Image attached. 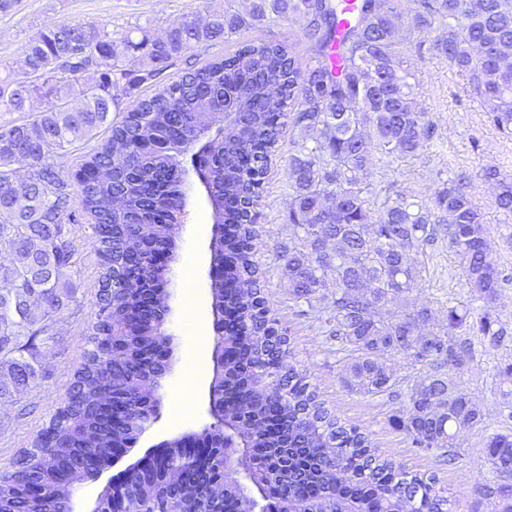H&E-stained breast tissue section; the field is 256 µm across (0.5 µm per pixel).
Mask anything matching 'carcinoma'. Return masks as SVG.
<instances>
[{
    "label": "carcinoma",
    "instance_id": "carcinoma-1",
    "mask_svg": "<svg viewBox=\"0 0 512 512\" xmlns=\"http://www.w3.org/2000/svg\"><path fill=\"white\" fill-rule=\"evenodd\" d=\"M402 0H358L356 16L338 44L339 68L326 61L341 19L340 0H254L248 14H212L204 22L182 20L166 38L121 41L94 25L62 24L29 42L26 65L34 73L52 63L78 77H48L42 85L0 79V112H24L35 98L46 102L27 123L0 131V244L10 265L0 267V395L37 375L27 343L71 299L77 252L68 226L88 224L101 275L90 348L75 371L61 407L29 448L20 449L0 482V512H69L76 485L92 477L90 463L135 441L159 402L164 343L162 318L169 292L168 263L184 204L180 156L184 144L209 136L199 165L219 231L210 250L216 315L232 309L237 325L222 341L233 356L214 373V398L224 405L223 425L196 439L224 447L235 432L238 451L213 470L195 474L189 437L168 441L164 458L126 478L123 512L146 505L159 512H256L257 493L310 512H452L454 503L435 478L406 470L378 454L369 435L348 427L318 400L298 367L288 339L264 296L255 260L257 186L269 171L288 120L318 132L315 144L289 159L292 193L288 223V287L313 305L336 289L325 333L345 353L346 384L397 401L395 423L417 448L454 460L459 436L482 415L457 380L468 349L454 331L466 330L499 344L487 313L471 316L465 305L448 307V323L433 334L420 325L428 310L393 311L422 282L408 256L424 253L440 234L459 259L467 287L494 301L503 278L489 260L484 214L468 192L466 177L443 184L429 202L398 191L376 192L368 180L372 151L389 168L411 159L432 139L429 113L413 106L406 49L397 20ZM410 24L448 30L425 52L448 60L506 137L512 136V0H413ZM302 14L310 55L303 64L288 45L241 38L235 49L176 80L165 71L192 47H203L256 23ZM97 68L90 83L85 74ZM144 83L154 93L123 105ZM120 112V120L112 113ZM109 126L111 135L80 167L78 197L58 160L76 141ZM24 179L16 178L19 167ZM497 184L495 206L512 213V181L488 169ZM33 296L42 301L29 310ZM401 355L416 380L395 378L387 357ZM128 405V417L112 424L109 401ZM491 464L502 478L484 492L512 512V436L487 438ZM191 477L174 481L171 475Z\"/></svg>",
    "mask_w": 512,
    "mask_h": 512
}]
</instances>
